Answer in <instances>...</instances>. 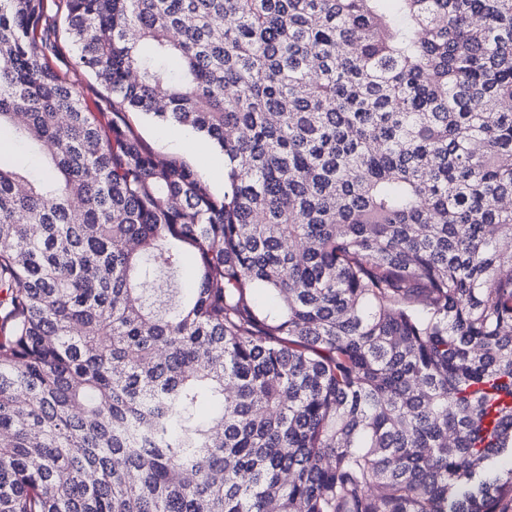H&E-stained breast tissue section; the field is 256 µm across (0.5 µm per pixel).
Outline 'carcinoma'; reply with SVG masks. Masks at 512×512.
<instances>
[{
	"label": "carcinoma",
	"mask_w": 512,
	"mask_h": 512,
	"mask_svg": "<svg viewBox=\"0 0 512 512\" xmlns=\"http://www.w3.org/2000/svg\"><path fill=\"white\" fill-rule=\"evenodd\" d=\"M45 10L0 0V512H512V0H65L108 112ZM42 21V28L49 34L51 44L47 45L53 64L60 74L81 92L86 101L105 106L108 96L104 87L84 70L77 67L75 62L76 46L67 39L61 30L62 16L65 10L62 0H48ZM53 40L55 42H53ZM135 126L146 144L154 151L184 160L209 183L215 194H223L224 156L208 145L199 134L176 125L159 123L144 117L137 118ZM186 136L194 137L205 146L210 156L208 167H203L194 153L184 144Z\"/></svg>",
	"instance_id": "1"
}]
</instances>
